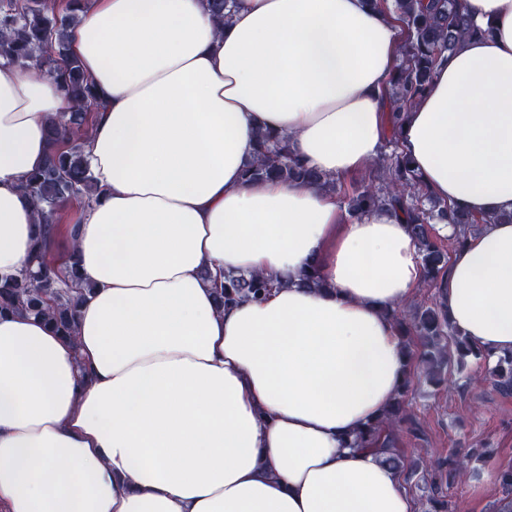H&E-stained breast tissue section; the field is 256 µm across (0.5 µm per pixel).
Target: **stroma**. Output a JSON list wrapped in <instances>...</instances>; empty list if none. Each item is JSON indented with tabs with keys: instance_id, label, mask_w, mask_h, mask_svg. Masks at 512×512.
I'll list each match as a JSON object with an SVG mask.
<instances>
[{
	"instance_id": "obj_1",
	"label": "stroma",
	"mask_w": 512,
	"mask_h": 512,
	"mask_svg": "<svg viewBox=\"0 0 512 512\" xmlns=\"http://www.w3.org/2000/svg\"><path fill=\"white\" fill-rule=\"evenodd\" d=\"M476 368L470 358L453 366L455 387L449 392L415 385L410 395L415 429L400 441L411 460L434 462L453 448L476 453L469 475L445 488L451 512H500L505 494L499 477L512 469V395H500L487 384L470 385Z\"/></svg>"
}]
</instances>
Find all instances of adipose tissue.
<instances>
[{
  "instance_id": "obj_1",
  "label": "adipose tissue",
  "mask_w": 512,
  "mask_h": 512,
  "mask_svg": "<svg viewBox=\"0 0 512 512\" xmlns=\"http://www.w3.org/2000/svg\"><path fill=\"white\" fill-rule=\"evenodd\" d=\"M480 32L444 58L402 147L422 184L484 220L439 299L484 351H512V0H463ZM70 49L101 99L99 188L68 236L73 338L0 316V512H414L382 455L346 447L404 379L387 308L423 278L402 215L347 218L324 189L246 182L255 134L334 177L385 139L399 30L367 0H81ZM71 103L0 59V276L42 226L24 178ZM327 283L302 286L308 266ZM271 277L217 306L224 274Z\"/></svg>"
}]
</instances>
